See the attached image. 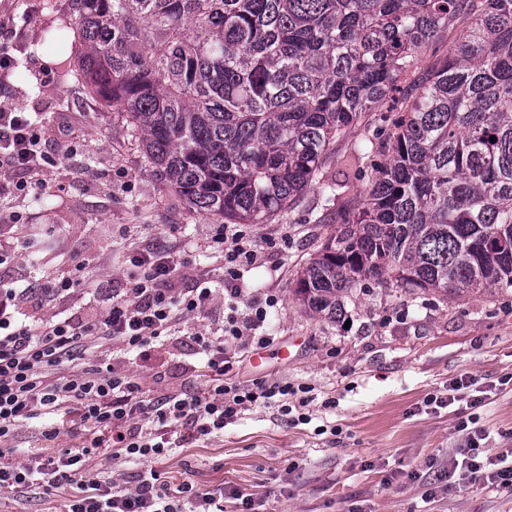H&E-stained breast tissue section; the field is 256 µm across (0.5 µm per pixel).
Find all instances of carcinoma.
Returning a JSON list of instances; mask_svg holds the SVG:
<instances>
[{"label":"carcinoma","instance_id":"obj_1","mask_svg":"<svg viewBox=\"0 0 512 512\" xmlns=\"http://www.w3.org/2000/svg\"><path fill=\"white\" fill-rule=\"evenodd\" d=\"M71 45L153 172L221 223L292 209L363 114L398 113L298 274L315 311L360 282L512 288V0H67L46 47ZM467 25V22H465L464 24L455 25L454 27H448L438 34L422 55L421 73L441 63L446 57H448V50Z\"/></svg>","mask_w":512,"mask_h":512}]
</instances>
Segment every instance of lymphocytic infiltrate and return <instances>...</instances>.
<instances>
[{"instance_id": "lymphocytic-infiltrate-1", "label": "lymphocytic infiltrate", "mask_w": 512, "mask_h": 512, "mask_svg": "<svg viewBox=\"0 0 512 512\" xmlns=\"http://www.w3.org/2000/svg\"><path fill=\"white\" fill-rule=\"evenodd\" d=\"M49 161L40 128L25 113L0 108V168L23 173L11 187L0 184V193L24 191L26 175L39 174ZM212 248L224 272V290L237 299L242 268L260 263L262 256L249 235L225 225L217 228ZM128 261L124 288L95 320L66 316L26 323L17 318L22 294L0 292V437L37 412L66 407L90 425L86 445L75 453L36 454L20 463L0 450V500L36 484L64 495L65 512H183L180 501L151 480L125 492L104 481L80 484L76 476L98 450L148 462L165 455L172 435L198 440L220 434L249 405L274 398L284 402L294 395L285 384L259 382L242 389L224 380L228 352L267 344L259 330L277 303L269 295L251 302L245 314L228 313L223 335L204 340L208 385L201 394H171L149 407L137 402V379L111 368L107 353L117 345L135 353L161 340L187 315L208 310L214 292L206 286L177 288L181 261L175 251L154 242H140ZM89 352L95 363L86 368L81 361ZM62 366L68 372L61 376ZM458 429L467 438L461 454L470 481L512 488V455L482 457L479 431L465 419Z\"/></svg>"}]
</instances>
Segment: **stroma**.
Returning <instances> with one entry per match:
<instances>
[{
  "label": "stroma",
  "instance_id": "35a3bbf8",
  "mask_svg": "<svg viewBox=\"0 0 512 512\" xmlns=\"http://www.w3.org/2000/svg\"><path fill=\"white\" fill-rule=\"evenodd\" d=\"M61 15L47 0H0V42L14 67L0 82V106L28 113L49 140L55 159L24 193L0 194V291H22L44 279L84 278L122 287L125 254L151 239L177 247L183 261L177 285L193 288L207 268L210 285L222 286L210 247L212 216L190 209L154 174L140 146L132 144L111 108L73 78L76 58L44 48L47 29ZM81 133L64 152L60 124ZM384 128L368 113L334 145L311 188L292 211L266 224H247L263 255L244 270L239 307L276 295L264 331L262 367L251 352L236 354L230 377L252 386L286 382L309 389L302 413H283L278 401L243 411L223 433L182 442L151 462L95 455L84 480L131 490L149 473L193 512L185 486L222 496L224 512H238L234 491L253 500L257 512H512V490L469 481L464 469L423 491L435 471L448 466L463 440L457 423L473 414L485 434L482 449L493 456L512 448V288L461 294L359 284L341 298L338 318L305 307L294 293L306 260L335 233L336 209L325 202L326 184L345 182V203L359 201L368 184L359 168ZM54 232L34 249H22L35 227ZM105 304L81 287L23 305L29 322L54 315L92 318ZM224 299L189 316L171 335L141 355L115 350L114 363L136 375L139 397L149 401L205 388L201 347L195 332L221 334ZM457 387L458 400L444 408L429 396ZM55 440L33 421L17 424L0 448L24 454L77 451L86 426L73 413H58Z\"/></svg>",
  "mask_w": 512,
  "mask_h": 512
}]
</instances>
